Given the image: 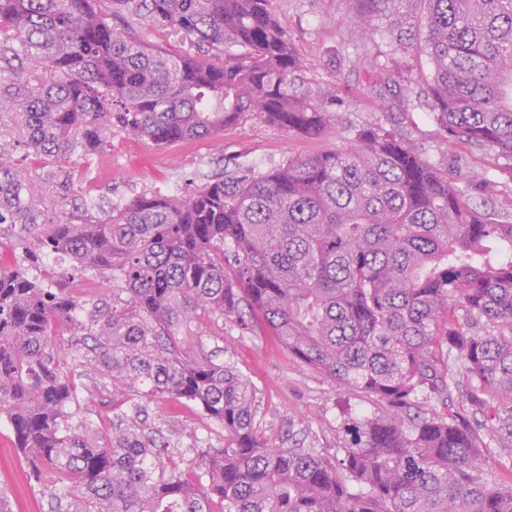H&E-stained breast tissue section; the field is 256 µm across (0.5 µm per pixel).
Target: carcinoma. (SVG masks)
I'll use <instances>...</instances> for the list:
<instances>
[{"instance_id":"carcinoma-1","label":"carcinoma","mask_w":512,"mask_h":512,"mask_svg":"<svg viewBox=\"0 0 512 512\" xmlns=\"http://www.w3.org/2000/svg\"><path fill=\"white\" fill-rule=\"evenodd\" d=\"M0 0V112L23 117L45 167L102 149L116 126L156 146L214 138L255 115L309 140L336 121L296 86L302 60L273 0ZM366 32L408 24L418 100L450 142L512 161V0H349ZM197 54L145 43L129 18ZM229 50L224 64L203 60ZM38 71L53 75L39 92ZM47 201L0 150V414L49 512H512V222L382 127L190 194L144 193L103 219L48 224ZM43 255L102 293L45 285ZM264 327L288 357L377 405L327 456L255 428L257 389L206 328ZM188 401L224 428L187 459L136 402L80 416L76 379ZM465 400L472 420L454 410Z\"/></svg>"}]
</instances>
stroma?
<instances>
[{"instance_id":"stroma-1","label":"stroma","mask_w":512,"mask_h":512,"mask_svg":"<svg viewBox=\"0 0 512 512\" xmlns=\"http://www.w3.org/2000/svg\"><path fill=\"white\" fill-rule=\"evenodd\" d=\"M272 8L293 39L302 59L298 83L324 99L338 116L320 140L288 133L266 121L245 116L225 127L220 137L178 142L157 147L113 128L112 140L101 152L84 161L71 158L61 166L75 177L67 188L48 182L43 193L53 208L50 218L82 223L103 217L114 205L144 193H191L222 171L276 168L288 158L307 156L349 145L362 126L397 127L410 145L464 192L482 210L512 216V163L490 149L458 142L448 144L429 110L415 99L426 59H399L403 70L404 102L387 107L373 89L377 62H385L389 36L362 34L349 18L348 0H274ZM224 359L246 375L258 390L255 424L271 445H281L297 434L307 445L335 456L348 443L349 416L373 413L375 407L360 394L332 385L308 366L289 360L287 351L268 332L245 333L232 323L224 325ZM82 414L126 410L131 389L103 393L78 387ZM149 426L177 428L180 448L223 440L221 426L193 403H175L160 396L146 399ZM0 491L12 512H49L48 502L29 466L20 459L14 434L0 418Z\"/></svg>"}]
</instances>
